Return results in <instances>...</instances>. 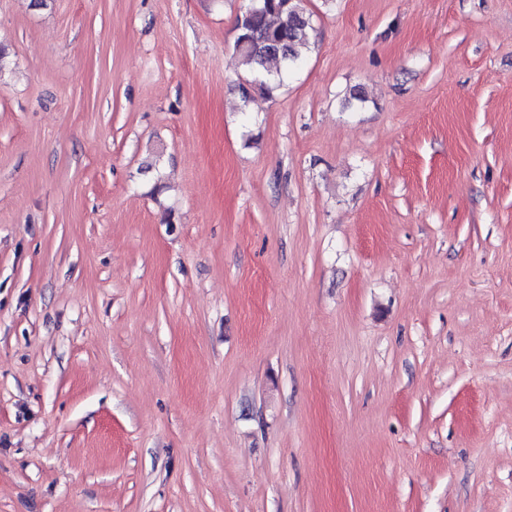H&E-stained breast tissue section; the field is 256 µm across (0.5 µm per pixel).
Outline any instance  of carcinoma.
Listing matches in <instances>:
<instances>
[{"label": "carcinoma", "instance_id": "cac0c4a2", "mask_svg": "<svg viewBox=\"0 0 512 512\" xmlns=\"http://www.w3.org/2000/svg\"><path fill=\"white\" fill-rule=\"evenodd\" d=\"M233 53L241 68L239 91L243 105L253 94H270L296 70L310 49L312 14L306 0H265L264 9L236 15Z\"/></svg>", "mask_w": 512, "mask_h": 512}]
</instances>
